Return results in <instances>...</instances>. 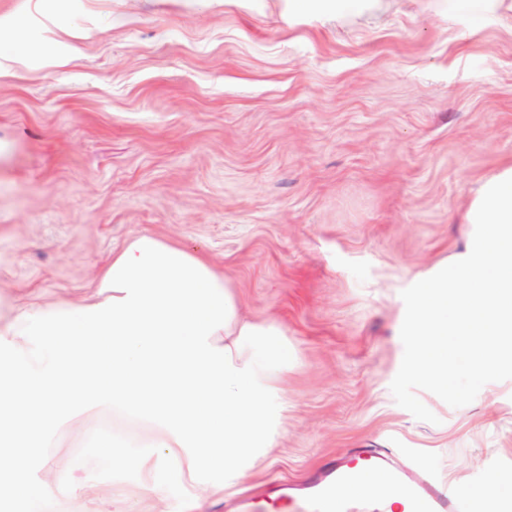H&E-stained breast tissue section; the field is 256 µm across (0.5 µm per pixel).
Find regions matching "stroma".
<instances>
[{
    "instance_id": "stroma-1",
    "label": "stroma",
    "mask_w": 512,
    "mask_h": 512,
    "mask_svg": "<svg viewBox=\"0 0 512 512\" xmlns=\"http://www.w3.org/2000/svg\"><path fill=\"white\" fill-rule=\"evenodd\" d=\"M340 20L286 0H96L78 59L0 81V302L90 297L114 251L150 233L202 249L240 310L288 345L286 409L242 477L177 475L149 428L105 408L36 436L25 478L49 512H259L327 461L382 448L440 485L512 481V379L454 408L390 384L404 289L465 258L481 181L512 164V0H378ZM133 436L134 467L103 441ZM70 473L71 494L57 482ZM164 486L163 497L148 490ZM218 486L200 497V484Z\"/></svg>"
}]
</instances>
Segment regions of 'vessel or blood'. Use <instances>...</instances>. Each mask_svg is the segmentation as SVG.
Segmentation results:
<instances>
[{"instance_id":"obj_1","label":"vessel or blood","mask_w":512,"mask_h":512,"mask_svg":"<svg viewBox=\"0 0 512 512\" xmlns=\"http://www.w3.org/2000/svg\"><path fill=\"white\" fill-rule=\"evenodd\" d=\"M400 493L407 512H512L492 491L469 493L440 487L424 472L394 468L387 455L364 450L330 464L306 493L288 499L289 512H387L386 499Z\"/></svg>"}]
</instances>
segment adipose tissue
Wrapping results in <instances>:
<instances>
[{"label":"adipose tissue","instance_id":"adipose-tissue-1","mask_svg":"<svg viewBox=\"0 0 512 512\" xmlns=\"http://www.w3.org/2000/svg\"><path fill=\"white\" fill-rule=\"evenodd\" d=\"M53 0L0 12V78L78 55L95 27L63 28ZM287 346L240 312L232 280L195 247L139 235L112 255L96 297L0 315V501L22 493V441L108 407L147 422L167 465L244 475L282 411Z\"/></svg>","mask_w":512,"mask_h":512}]
</instances>
